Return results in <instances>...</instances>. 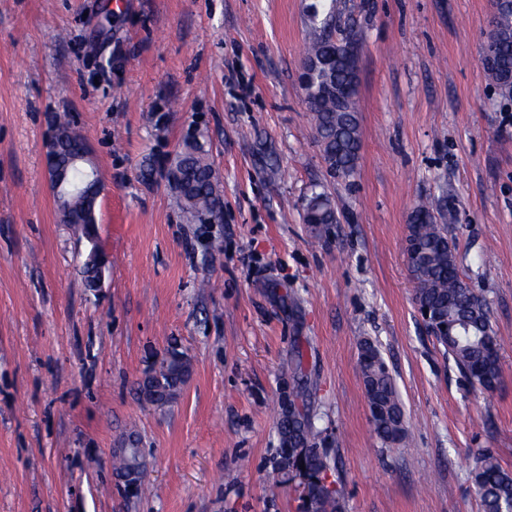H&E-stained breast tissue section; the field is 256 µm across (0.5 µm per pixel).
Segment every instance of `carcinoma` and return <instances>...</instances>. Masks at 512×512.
Segmentation results:
<instances>
[{"mask_svg": "<svg viewBox=\"0 0 512 512\" xmlns=\"http://www.w3.org/2000/svg\"><path fill=\"white\" fill-rule=\"evenodd\" d=\"M311 17L324 16L312 27L306 58L318 61L304 87L312 114L321 157L328 171L344 180L354 176L361 150V132L357 107V65L343 51L340 42L352 34L342 25V0H316ZM486 72L504 99H512V0H495L491 30L483 48ZM84 148V139L75 135L62 143L59 164ZM179 168V190L183 209L194 217L213 213L215 194L213 168L208 150L194 137L170 160ZM95 195L75 200L62 212L61 221L74 226L80 235L96 223L93 211ZM439 212L434 203L420 201L410 214L407 239L410 256L407 267L414 284L417 309L429 317L435 339L444 353L455 362L459 372L473 387L492 390L501 378L499 351L501 338L495 333L485 297L471 287L460 272L455 240L448 237L446 225L437 223ZM302 218L316 237L339 223L335 205L327 193L313 190L302 200ZM168 364L152 378L176 395L189 371V362L177 351L170 352ZM358 368L362 377L371 422L375 434L384 442H399L406 436L404 413L394 379L379 349L369 340L360 344ZM288 439L304 445L302 452L281 449L271 478L279 483L284 477L299 478L302 512H343L344 486L338 480L327 482L332 470L330 460L318 447L321 431L306 414L293 413L284 422ZM305 469H300V465ZM119 468L130 482L142 474L139 449L127 448L119 457ZM479 498L480 512H508L512 508V471L503 468L489 450L483 451L471 473Z\"/></svg>", "mask_w": 512, "mask_h": 512, "instance_id": "cac0c4a2", "label": "carcinoma"}]
</instances>
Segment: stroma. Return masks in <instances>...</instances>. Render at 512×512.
I'll return each instance as SVG.
<instances>
[{
  "mask_svg": "<svg viewBox=\"0 0 512 512\" xmlns=\"http://www.w3.org/2000/svg\"><path fill=\"white\" fill-rule=\"evenodd\" d=\"M311 2L0 0V512H301L297 482L268 480L290 410L321 430L344 512H480L477 453L512 470V102L483 66L492 0H346L362 133L347 180L301 82ZM64 115L105 188L96 292L45 174ZM192 132L216 224L160 175ZM315 185L340 218L320 238L300 216ZM426 199L506 339L493 390L464 381L416 309L406 225ZM365 339L403 442L372 430ZM173 350L190 375L149 403L139 382ZM132 445L139 492L115 468Z\"/></svg>",
  "mask_w": 512,
  "mask_h": 512,
  "instance_id": "stroma-1",
  "label": "stroma"
}]
</instances>
